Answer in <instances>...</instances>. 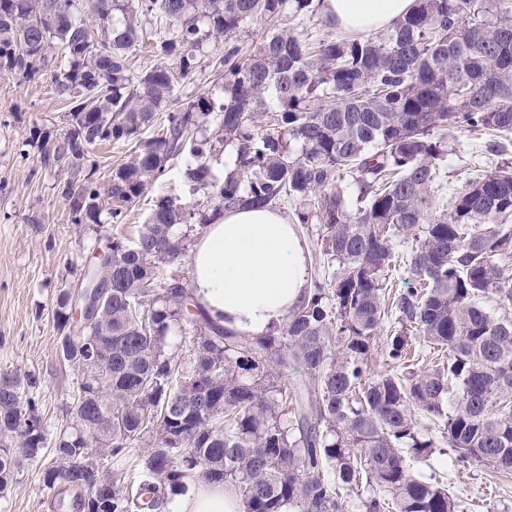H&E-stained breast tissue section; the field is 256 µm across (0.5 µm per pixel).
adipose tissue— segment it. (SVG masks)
Returning a JSON list of instances; mask_svg holds the SVG:
<instances>
[{
  "instance_id": "obj_1",
  "label": "adipose tissue",
  "mask_w": 512,
  "mask_h": 512,
  "mask_svg": "<svg viewBox=\"0 0 512 512\" xmlns=\"http://www.w3.org/2000/svg\"><path fill=\"white\" fill-rule=\"evenodd\" d=\"M415 0H323L337 33L383 31ZM196 302L215 320L245 334L282 325L304 301L309 284L305 250L294 224L276 209L245 206L206 225L190 262ZM165 512H243L223 486L200 482L171 497Z\"/></svg>"
}]
</instances>
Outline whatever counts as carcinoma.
<instances>
[{
	"label": "carcinoma",
	"instance_id": "obj_1",
	"mask_svg": "<svg viewBox=\"0 0 512 512\" xmlns=\"http://www.w3.org/2000/svg\"><path fill=\"white\" fill-rule=\"evenodd\" d=\"M499 0H415L391 29L312 42L301 19L320 0H0V68L51 70L73 106L62 134L35 130L43 164L78 175L62 187L73 224L102 210L123 224L145 191L182 161L189 197L163 196L112 257V295L92 319L58 290L60 360L81 367L70 426L51 441L33 373L0 372V498L43 463L57 512H162L200 479L244 512H457L447 486L414 469L435 449L455 464L512 474V166L479 171L437 204L458 135L489 151L512 138V23ZM272 22L250 52L241 36ZM162 21L136 67L146 25ZM207 64L216 90L178 98ZM160 112L159 129L146 134ZM131 145L104 177L92 148ZM231 149L217 175L213 162ZM293 204L339 270L311 281L280 327L243 334L212 320L180 274L187 224L242 205ZM411 243L415 285L394 293L396 243ZM394 320L374 373V339ZM189 328L186 368L166 350ZM98 342L99 361L86 345ZM435 355L419 368L416 347ZM306 380L289 384L288 375ZM135 495L102 459L136 443Z\"/></svg>",
	"mask_w": 512,
	"mask_h": 512
}]
</instances>
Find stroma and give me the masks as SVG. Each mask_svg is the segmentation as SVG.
Segmentation results:
<instances>
[{
    "instance_id": "35a3bbf8",
    "label": "stroma",
    "mask_w": 512,
    "mask_h": 512,
    "mask_svg": "<svg viewBox=\"0 0 512 512\" xmlns=\"http://www.w3.org/2000/svg\"><path fill=\"white\" fill-rule=\"evenodd\" d=\"M69 105L56 96L51 76L32 78L0 71V371L34 372L36 394L48 437L66 425L65 410L75 397L82 372L62 366L56 357L52 308L60 288L78 290L82 269L95 262L107 240L132 241L156 199L186 196L177 170H170L148 188L131 209L125 224L110 220L76 225L60 187L72 179L70 169L47 168L41 149L29 143L31 129L62 133L68 127ZM512 164V148L488 152L481 135L459 137L448 154V189L460 188L474 170ZM454 450L436 455L431 472L447 482L458 512H512V476L503 477L484 465L454 466ZM51 492L38 466H26L0 512H52Z\"/></svg>"
}]
</instances>
